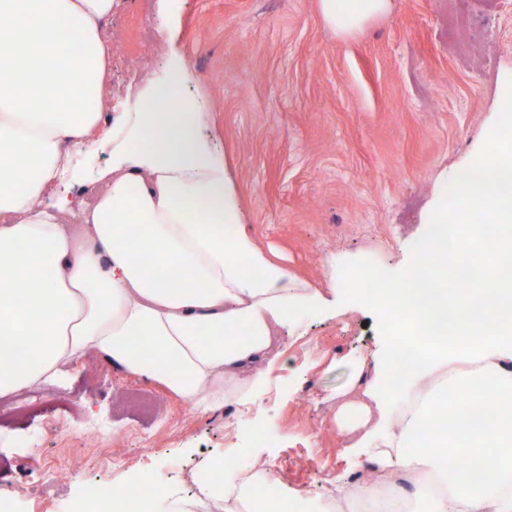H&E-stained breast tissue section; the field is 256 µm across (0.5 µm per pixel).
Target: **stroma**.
Masks as SVG:
<instances>
[{
    "instance_id": "stroma-1",
    "label": "stroma",
    "mask_w": 512,
    "mask_h": 512,
    "mask_svg": "<svg viewBox=\"0 0 512 512\" xmlns=\"http://www.w3.org/2000/svg\"><path fill=\"white\" fill-rule=\"evenodd\" d=\"M105 34L102 128L122 137L127 102L151 82L201 100L248 230L323 303L289 313L268 381L245 404L225 401L219 381L204 410L100 354L78 357L31 388L24 414L0 420V499L11 512H64L91 488L149 483L159 490L152 512H176L188 476L231 460L287 487L283 512H322L334 487L371 465L373 449L347 448L380 421L367 385L391 376L370 360L392 345L388 320L341 275L368 268L401 281L463 175L512 133V4L391 0L387 15L342 39L318 0H167L162 12L157 0H119ZM174 53L191 83L169 69ZM113 148L73 159L84 197ZM138 390L166 403L164 420L117 399Z\"/></svg>"
}]
</instances>
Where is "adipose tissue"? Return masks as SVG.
Instances as JSON below:
<instances>
[{"instance_id": "obj_1", "label": "adipose tissue", "mask_w": 512, "mask_h": 512, "mask_svg": "<svg viewBox=\"0 0 512 512\" xmlns=\"http://www.w3.org/2000/svg\"><path fill=\"white\" fill-rule=\"evenodd\" d=\"M115 2L0 0V395L96 352L197 404L223 379L225 399L242 403L264 381L276 327L319 294L289 288L247 231L196 99L162 85L138 96L125 143L99 176L106 188L81 201L80 223H70L66 196L39 205L100 130L110 55L102 23ZM318 7L338 36L352 37L390 0ZM451 220L475 225L483 249L449 250ZM434 226L401 283L352 287L373 307L400 312L403 336L416 342L403 385L371 390L384 413L406 390L422 395L410 417L386 426L379 476L402 474L426 512H512L511 136L460 182L452 215ZM452 272L465 274L467 288L446 287ZM427 278L435 287L422 288ZM470 401L484 419H467ZM280 488L264 475L245 494L204 475L198 502L253 512Z\"/></svg>"}]
</instances>
